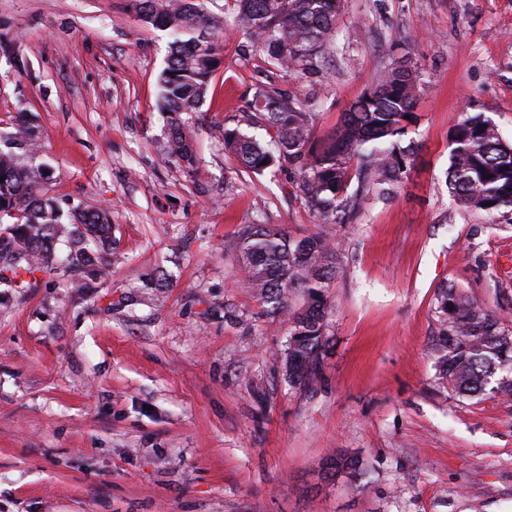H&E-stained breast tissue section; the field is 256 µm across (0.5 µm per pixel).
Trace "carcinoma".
Returning <instances> with one entry per match:
<instances>
[{
	"label": "carcinoma",
	"mask_w": 512,
	"mask_h": 512,
	"mask_svg": "<svg viewBox=\"0 0 512 512\" xmlns=\"http://www.w3.org/2000/svg\"><path fill=\"white\" fill-rule=\"evenodd\" d=\"M238 21L256 50L287 70L314 67L331 43L347 0H234ZM144 23L172 38L160 76L158 107L169 114L167 153L191 170L197 162L195 116L223 63L215 38L218 20L193 0H131ZM421 90V71L405 58L380 75L377 85L351 106L333 136L314 137L313 113L297 96L262 88L252 100L255 124L265 143L236 128L224 129V148L243 169L256 174L277 165L295 171L301 193L316 217V231L290 237L267 224H245L237 248L246 287L272 318L288 319V382L298 387L318 375L329 342L333 313L331 283L343 272L330 240L350 208L370 195L386 197L408 178L414 148L400 147ZM37 127L27 114L8 136H0V214L14 222L0 235V279H35L67 244L63 260L71 287L103 274L102 248L112 245V221L103 207L63 210L49 196V166L37 157ZM446 183L457 205L471 213L512 220V144L484 115L466 113L449 133ZM356 188H351L352 180ZM305 296L294 309L290 298ZM441 330L435 379L462 398L494 392L512 398V331L454 285L436 295Z\"/></svg>",
	"instance_id": "obj_1"
}]
</instances>
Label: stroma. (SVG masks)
<instances>
[{"mask_svg":"<svg viewBox=\"0 0 512 512\" xmlns=\"http://www.w3.org/2000/svg\"><path fill=\"white\" fill-rule=\"evenodd\" d=\"M233 4L204 0L227 33L189 173L156 106L167 32L129 0H0L19 55L0 56V134L28 113L51 196L112 213L106 273L86 287L59 270L0 282V512H512V399L435 382L441 285L512 330V224L446 185L463 113L512 143V0H349L313 75L257 51ZM402 57L423 81L401 138L411 173L336 227L330 349L295 388L288 323L240 287L235 244L243 225L302 237L314 217L296 173L245 172L222 133L267 141L250 102L270 84L329 138ZM335 453L362 477L327 480Z\"/></svg>","mask_w":512,"mask_h":512,"instance_id":"obj_1","label":"stroma"}]
</instances>
